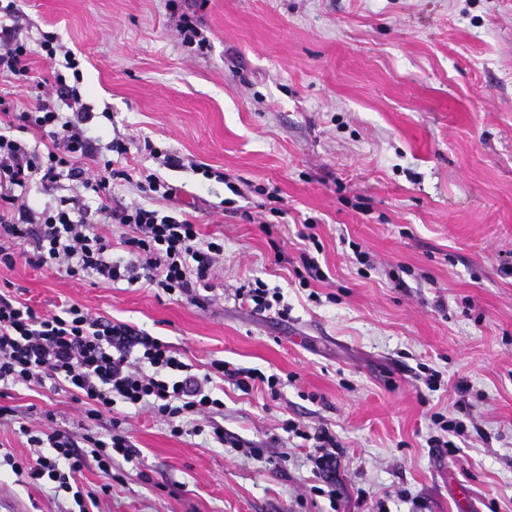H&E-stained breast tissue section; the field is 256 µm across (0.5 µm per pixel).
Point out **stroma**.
<instances>
[{"mask_svg":"<svg viewBox=\"0 0 512 512\" xmlns=\"http://www.w3.org/2000/svg\"><path fill=\"white\" fill-rule=\"evenodd\" d=\"M8 5L21 38L50 32L76 54L89 136L123 138L124 169L176 186L203 238L223 239L224 264L201 305L20 257L0 266V293L40 313L82 305L200 368L220 359L285 380L276 399L225 384L220 443L130 415L139 455L115 463L102 512H512V0ZM184 14L205 46L181 42ZM155 149L182 167L161 166ZM305 223L326 275L306 286ZM257 278L280 288L287 317L235 298ZM6 393L37 430L110 427L65 392ZM436 412L466 426L456 455L430 443ZM289 420L335 433L336 499L311 494L322 481ZM9 453L31 456L4 420L0 512H79L72 495L15 473Z\"/></svg>","mask_w":512,"mask_h":512,"instance_id":"35a3bbf8","label":"stroma"}]
</instances>
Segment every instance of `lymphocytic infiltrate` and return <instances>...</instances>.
Masks as SVG:
<instances>
[{
    "label": "lymphocytic infiltrate",
    "mask_w": 512,
    "mask_h": 512,
    "mask_svg": "<svg viewBox=\"0 0 512 512\" xmlns=\"http://www.w3.org/2000/svg\"><path fill=\"white\" fill-rule=\"evenodd\" d=\"M40 48L46 59L59 60L71 78L56 75L67 99V112H60L46 99L13 113L20 129L46 133L52 147L47 152L29 147L24 141L0 134V264L13 266L11 247L29 243L26 264L65 272L67 276H92L113 285L145 281L165 294L198 301V288H209L216 268L224 260V246L202 240L200 231L188 219L142 206H111L113 180L128 179L124 170L112 167L111 154H126L123 142L111 141L97 147L85 127L93 112L84 104L76 84L81 76L75 54L63 49L56 38L43 37ZM31 50L26 42L0 26V71L23 82L32 79ZM88 158L99 164L98 173H88L77 161ZM78 182L83 195L63 197L36 210L25 202L31 183L46 193L58 189L61 180ZM98 199L90 207L85 193ZM120 224L129 232L123 243L127 262L114 260L110 242L95 230L96 224ZM231 382L249 393L256 385L267 387L279 397L281 380L259 370L236 367L222 360L211 361L200 370L184 362L173 346L151 334L124 323L95 316L72 304L53 314H37L31 307L0 294V386L49 384L72 393L86 405V417L98 419L112 414L117 406L145 409L167 423L171 433H202V421L211 422L224 410L223 399L215 396L214 378ZM286 432L300 438L316 469L334 474L340 464L339 444L329 429L310 428L290 421ZM37 458L11 461L14 472L32 480H48L55 491L72 494L83 504L81 492L71 481L87 461H94L105 481L101 492H109L115 458L132 460L138 454L120 419L114 418L105 435L84 434L73 441L60 430L30 432L21 426Z\"/></svg>",
    "instance_id": "lymphocytic-infiltrate-1"
}]
</instances>
